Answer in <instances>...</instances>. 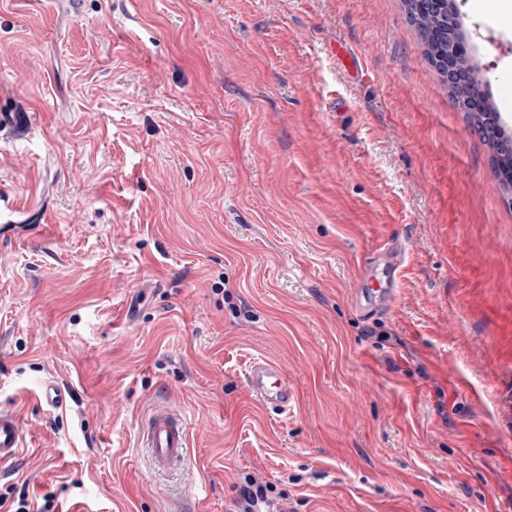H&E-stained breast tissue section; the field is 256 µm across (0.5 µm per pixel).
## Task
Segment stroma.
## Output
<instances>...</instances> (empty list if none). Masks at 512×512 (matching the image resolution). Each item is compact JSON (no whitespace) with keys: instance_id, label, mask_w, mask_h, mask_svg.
Segmentation results:
<instances>
[{"instance_id":"stroma-1","label":"stroma","mask_w":512,"mask_h":512,"mask_svg":"<svg viewBox=\"0 0 512 512\" xmlns=\"http://www.w3.org/2000/svg\"><path fill=\"white\" fill-rule=\"evenodd\" d=\"M456 4L512 130V0ZM504 196L402 0H0V402L26 426L0 494L235 512L251 473L285 512H512ZM256 358L290 413L250 396ZM166 397L178 476L139 448ZM247 386L251 396L264 406L281 413L290 409L294 390L288 371L272 361L254 360L247 373Z\"/></svg>"}]
</instances>
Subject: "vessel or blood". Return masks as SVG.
<instances>
[{
  "label": "vessel or blood",
  "instance_id": "obj_1",
  "mask_svg": "<svg viewBox=\"0 0 512 512\" xmlns=\"http://www.w3.org/2000/svg\"><path fill=\"white\" fill-rule=\"evenodd\" d=\"M251 396L266 407L286 412L294 390L288 372L265 359L254 360L247 373ZM139 441L163 472L183 469L189 453L188 424L170 402L155 403L143 421ZM24 446V423L9 405L0 404V464L16 460Z\"/></svg>",
  "mask_w": 512,
  "mask_h": 512
}]
</instances>
